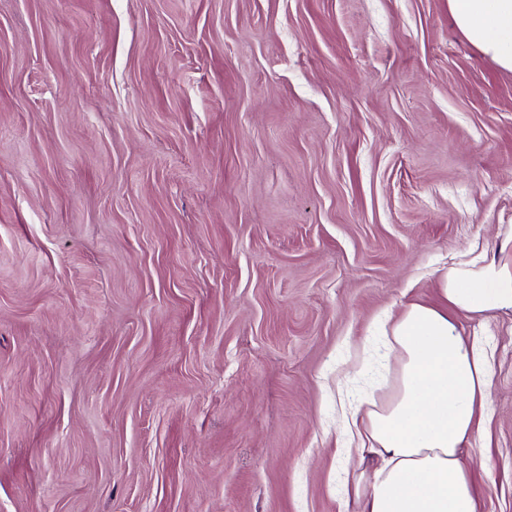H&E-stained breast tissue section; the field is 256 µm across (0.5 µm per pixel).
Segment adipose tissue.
<instances>
[{
	"label": "adipose tissue",
	"mask_w": 512,
	"mask_h": 512,
	"mask_svg": "<svg viewBox=\"0 0 512 512\" xmlns=\"http://www.w3.org/2000/svg\"><path fill=\"white\" fill-rule=\"evenodd\" d=\"M448 9L471 44L512 72V0H448ZM438 285L442 306L412 303L380 323L398 369L393 394L382 402L367 394L366 412L349 420L380 460L368 483L348 486L359 512H477L461 451L482 433L492 359L454 317L511 313L512 259L457 261Z\"/></svg>",
	"instance_id": "adipose-tissue-1"
}]
</instances>
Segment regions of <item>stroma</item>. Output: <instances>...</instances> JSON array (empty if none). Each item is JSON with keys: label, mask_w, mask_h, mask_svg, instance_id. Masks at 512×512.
Returning a JSON list of instances; mask_svg holds the SVG:
<instances>
[{"label": "stroma", "mask_w": 512, "mask_h": 512, "mask_svg": "<svg viewBox=\"0 0 512 512\" xmlns=\"http://www.w3.org/2000/svg\"><path fill=\"white\" fill-rule=\"evenodd\" d=\"M501 224L512 72L448 0H0V512H355L375 321ZM458 327L512 512V314Z\"/></svg>", "instance_id": "35a3bbf8"}]
</instances>
